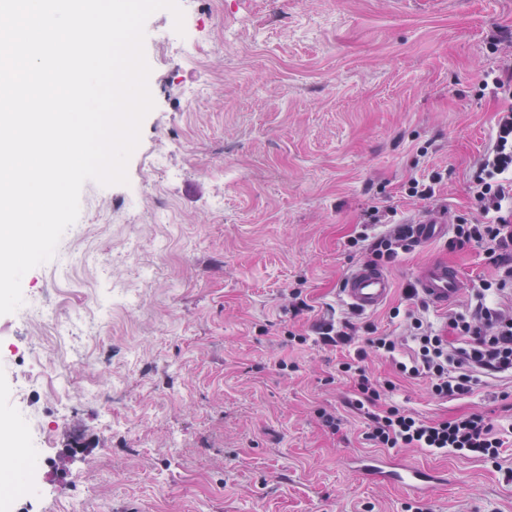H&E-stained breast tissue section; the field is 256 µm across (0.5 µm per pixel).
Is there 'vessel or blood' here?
Segmentation results:
<instances>
[{"instance_id":"b4317fda","label":"vessel or blood","mask_w":512,"mask_h":512,"mask_svg":"<svg viewBox=\"0 0 512 512\" xmlns=\"http://www.w3.org/2000/svg\"><path fill=\"white\" fill-rule=\"evenodd\" d=\"M414 283L422 297L438 309L447 308L463 287L458 270L437 260L419 265ZM391 290L389 273L369 263L353 267L341 284L344 299L353 309L364 314L378 310L388 300ZM355 469L367 481L392 486L415 497H428L440 482L435 472L388 456L357 457Z\"/></svg>"}]
</instances>
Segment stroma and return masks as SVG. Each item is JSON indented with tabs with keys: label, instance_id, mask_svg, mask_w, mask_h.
Instances as JSON below:
<instances>
[{
	"label": "stroma",
	"instance_id": "obj_1",
	"mask_svg": "<svg viewBox=\"0 0 512 512\" xmlns=\"http://www.w3.org/2000/svg\"><path fill=\"white\" fill-rule=\"evenodd\" d=\"M145 33L155 106L127 183L85 182L62 239L86 229L88 240L27 272L22 306L0 315V422L29 419L46 460L37 498L17 507L52 512L80 496L88 512H405L409 496L351 469L373 447L337 370L347 349L290 336L335 314L362 340L402 335L391 311L407 308L412 272L429 260L463 280L447 310L427 311L436 327L494 276L483 248L442 239L390 265L393 292L378 311L353 312L340 293L365 261L348 239L369 206L447 225L474 216L472 175L502 108L480 81L512 59V0H192L183 33L166 10ZM181 38L192 51L170 50ZM434 170L445 178L433 200L405 195L409 178ZM144 267L154 274L137 305L110 304V288L139 287ZM296 291L307 303L298 314ZM46 303L82 314L51 366L30 324ZM366 367L431 419L512 407V383L446 402L384 356ZM60 377L62 409L51 395ZM323 409L341 418L336 432ZM395 454L447 474L424 512H512V483L491 465Z\"/></svg>",
	"mask_w": 512,
	"mask_h": 512
}]
</instances>
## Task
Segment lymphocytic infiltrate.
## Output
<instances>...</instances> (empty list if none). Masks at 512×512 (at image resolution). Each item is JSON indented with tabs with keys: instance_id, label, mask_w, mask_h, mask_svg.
I'll return each mask as SVG.
<instances>
[{
	"instance_id": "f902f5d3",
	"label": "lymphocytic infiltrate",
	"mask_w": 512,
	"mask_h": 512,
	"mask_svg": "<svg viewBox=\"0 0 512 512\" xmlns=\"http://www.w3.org/2000/svg\"><path fill=\"white\" fill-rule=\"evenodd\" d=\"M480 218L456 225L453 245L486 246L501 276L469 314H452L448 326L457 333L455 344H443L431 326L413 310L393 309L405 316L413 342L409 358H401V340L396 336H372L338 365L353 383V408L363 411L368 427L365 438L378 448H425L434 453L460 454L500 467L507 451V434L487 416L465 413L449 419L429 420L415 411L382 402L391 381L370 374L363 365L368 351L391 359L406 378L421 379L436 399L462 401L478 386L491 380L512 381V309L499 298L512 282V105L498 112L491 150L479 163L472 179ZM389 206H369L359 232L348 245L371 263L387 265L410 251L415 241L409 225L400 222ZM386 225L375 235L376 225Z\"/></svg>"
}]
</instances>
